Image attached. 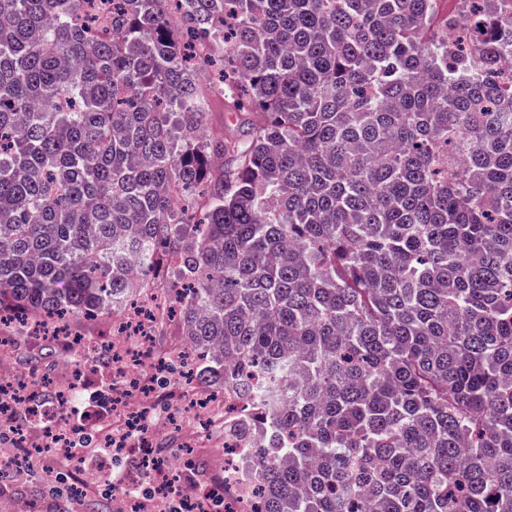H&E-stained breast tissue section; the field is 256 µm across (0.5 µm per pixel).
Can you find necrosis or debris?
Returning <instances> with one entry per match:
<instances>
[{"label": "necrosis or debris", "mask_w": 512, "mask_h": 512, "mask_svg": "<svg viewBox=\"0 0 512 512\" xmlns=\"http://www.w3.org/2000/svg\"><path fill=\"white\" fill-rule=\"evenodd\" d=\"M165 309L164 295L153 294L117 317L116 335L104 342L116 365L112 369V404L94 413L98 421L96 438L112 454H132L149 462L145 471L122 477L123 489L112 498V512H205L215 494L223 495L228 512H248L253 492L236 478V460L247 452L244 443L225 438L224 459L218 465L220 483L196 490L181 482L174 465L150 460L154 442L162 432L181 431L184 446L195 452L203 446L205 430L217 421H229L243 408L232 395L204 387L191 393L172 387L167 404L161 407L145 396V389L151 388L157 375L166 372L182 355L181 349L162 352L155 345L153 332ZM81 380L70 362L58 366L55 393L45 407L53 418L52 426L44 433L23 436L22 445L34 454L65 461L75 469L82 488L89 490L101 483L106 461L99 453L79 451L74 437L80 428L71 424L60 408L61 400L78 389Z\"/></svg>", "instance_id": "1"}]
</instances>
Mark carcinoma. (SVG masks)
I'll return each instance as SVG.
<instances>
[{
	"label": "carcinoma",
	"instance_id": "carcinoma-1",
	"mask_svg": "<svg viewBox=\"0 0 512 512\" xmlns=\"http://www.w3.org/2000/svg\"><path fill=\"white\" fill-rule=\"evenodd\" d=\"M85 2L0 0V334L163 290L254 512H512V14ZM205 126L210 133L224 137H238L241 128L230 112H227L222 101H215L206 115Z\"/></svg>",
	"mask_w": 512,
	"mask_h": 512
}]
</instances>
